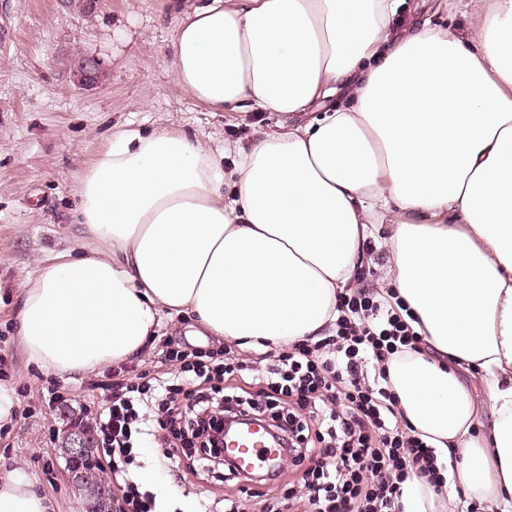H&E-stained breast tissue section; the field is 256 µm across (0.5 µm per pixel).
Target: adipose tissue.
Wrapping results in <instances>:
<instances>
[{"instance_id": "obj_1", "label": "adipose tissue", "mask_w": 512, "mask_h": 512, "mask_svg": "<svg viewBox=\"0 0 512 512\" xmlns=\"http://www.w3.org/2000/svg\"><path fill=\"white\" fill-rule=\"evenodd\" d=\"M173 75L214 112L278 117L236 151L178 128L124 130L85 167L76 222L97 245L20 290L29 360L65 375L141 355L163 314L239 349L327 335L389 225L385 277L427 348L390 360L405 421L453 464L444 498L407 481L402 512H512V0H164ZM344 92L322 118L293 114ZM238 159L225 170L230 154ZM480 375L493 421L458 371ZM0 512H51L24 469Z\"/></svg>"}]
</instances>
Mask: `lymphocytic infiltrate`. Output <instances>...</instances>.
Masks as SVG:
<instances>
[{
    "mask_svg": "<svg viewBox=\"0 0 512 512\" xmlns=\"http://www.w3.org/2000/svg\"><path fill=\"white\" fill-rule=\"evenodd\" d=\"M401 302L362 286L340 295L330 334L278 353L243 355L225 345L214 352L170 342L166 376L133 386L115 379L106 388L94 427L112 482L122 493L120 512H156L155 498L130 473L139 435L157 436L161 465L172 464L179 441L194 438L200 454L193 471L224 467L215 448L220 417L270 415L271 427L292 465L297 489L281 496L278 473L260 475V512H402L407 479L441 490L445 478L432 446L400 423L387 363L419 351L423 339L401 312Z\"/></svg>",
    "mask_w": 512,
    "mask_h": 512,
    "instance_id": "obj_1",
    "label": "lymphocytic infiltrate"
}]
</instances>
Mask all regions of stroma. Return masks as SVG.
I'll list each match as a JSON object with an SVG mask.
<instances>
[{
	"instance_id": "1",
	"label": "stroma",
	"mask_w": 512,
	"mask_h": 512,
	"mask_svg": "<svg viewBox=\"0 0 512 512\" xmlns=\"http://www.w3.org/2000/svg\"><path fill=\"white\" fill-rule=\"evenodd\" d=\"M177 25L163 0H99L92 9L83 0H0V387L15 401L13 424L0 428V473L24 468L57 512H84L59 439L72 417H95L106 372L56 377L29 365L14 323L23 280L54 253L82 245L72 213L85 164L121 130L173 125L220 146L244 143L277 121L247 108L213 112L184 94L170 54ZM79 55L101 60L97 86L75 82ZM194 329L192 316L162 318L143 356L126 364L125 377L162 371L171 337L223 350V340ZM55 380L68 413L50 400ZM195 454L180 449L172 471L156 455H137L136 465L161 476L151 487L159 512H198L223 499L217 479L187 473Z\"/></svg>"
}]
</instances>
